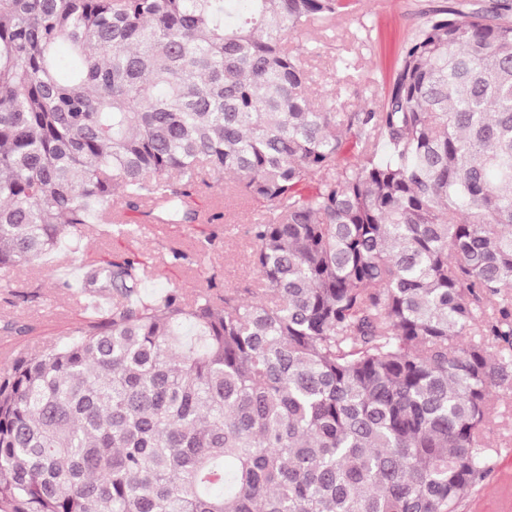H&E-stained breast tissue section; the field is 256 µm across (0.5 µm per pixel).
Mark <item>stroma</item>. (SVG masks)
<instances>
[{
	"label": "stroma",
	"instance_id": "obj_1",
	"mask_svg": "<svg viewBox=\"0 0 512 512\" xmlns=\"http://www.w3.org/2000/svg\"><path fill=\"white\" fill-rule=\"evenodd\" d=\"M481 0H357L335 20L317 23L303 34L304 42H321L322 56L310 59L312 92L337 87V60L355 59L354 83L345 93V109H375L387 97L402 46L436 11L458 4L473 7ZM199 208L220 211L219 224H133L117 236L89 225L79 253L62 263L80 266L88 259L107 261L135 252L148 263L147 292L172 287L193 292L206 286L215 291L254 287L253 245L249 227L265 211L260 203L244 199L217 179L208 180L196 198ZM187 253L175 265L172 251ZM55 257L43 263L0 272V366L22 352H34L58 341L79 320V299L58 288ZM497 409L482 426L490 448L489 471L459 503L457 512H502L504 497L512 492V386L497 388Z\"/></svg>",
	"mask_w": 512,
	"mask_h": 512
}]
</instances>
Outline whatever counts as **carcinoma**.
I'll use <instances>...</instances> for the list:
<instances>
[{"mask_svg":"<svg viewBox=\"0 0 512 512\" xmlns=\"http://www.w3.org/2000/svg\"><path fill=\"white\" fill-rule=\"evenodd\" d=\"M0 0V270L81 228L269 216L257 288L112 299L0 372V512H457L512 382V0L435 14L377 111L288 48L349 0ZM75 64L62 71L56 48ZM354 160L342 161L348 148Z\"/></svg>","mask_w":512,"mask_h":512,"instance_id":"1","label":"carcinoma"}]
</instances>
